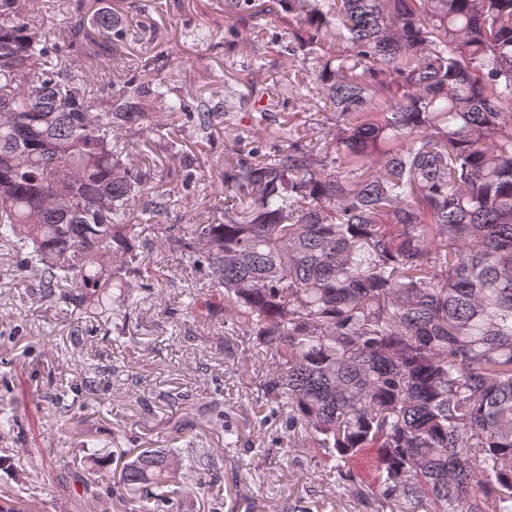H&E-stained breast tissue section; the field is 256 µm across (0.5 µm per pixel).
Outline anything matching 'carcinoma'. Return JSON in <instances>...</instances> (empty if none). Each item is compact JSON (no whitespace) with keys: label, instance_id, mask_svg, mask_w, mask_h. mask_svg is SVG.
<instances>
[{"label":"carcinoma","instance_id":"cac0c4a2","mask_svg":"<svg viewBox=\"0 0 512 512\" xmlns=\"http://www.w3.org/2000/svg\"><path fill=\"white\" fill-rule=\"evenodd\" d=\"M0 0V244L47 293L106 319L156 274L136 211L200 196L143 169L156 113L204 137L224 101L169 97L168 61L103 63L143 37L98 10L54 33ZM298 82L269 142L224 153V221L160 224L207 264L224 308L272 356L270 415L356 473L381 512H512V0H224ZM336 133H321L320 113ZM146 449L120 484L198 483L208 448Z\"/></svg>","mask_w":512,"mask_h":512}]
</instances>
